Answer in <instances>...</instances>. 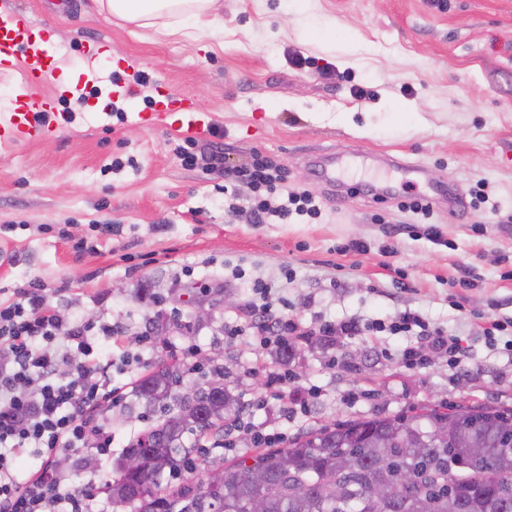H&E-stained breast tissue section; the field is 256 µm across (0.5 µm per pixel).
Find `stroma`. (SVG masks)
<instances>
[{"label":"stroma","instance_id":"1","mask_svg":"<svg viewBox=\"0 0 512 512\" xmlns=\"http://www.w3.org/2000/svg\"><path fill=\"white\" fill-rule=\"evenodd\" d=\"M11 2L53 32L82 95L63 104L56 133L0 146V301L37 281L66 322L105 320L154 343L149 359L133 345L103 350L124 397L110 413L108 455L67 452L71 485L114 476L123 449L157 419L137 385L188 346L223 366L240 405L228 463L256 451L259 431L292 439L434 407H512V354L483 335L484 315L512 319V0H314L307 16L290 0H219L192 38L106 19L96 0ZM92 39L123 63L85 58L80 45ZM296 50L305 69L290 61ZM139 72L149 86L119 94ZM160 91L194 96L210 129L140 124ZM187 144L192 167L177 154ZM330 150L348 157L340 187L310 164ZM216 151L225 167L256 152L276 158L290 188L320 201L319 215L256 224L247 207L230 210L223 169L208 167ZM385 154L423 173L389 172L398 192L381 199L359 185L373 176L365 160ZM432 184L460 191L465 211L401 208ZM481 189L488 202L476 200ZM432 225L442 243L425 237ZM352 240L367 252H343ZM264 301L305 330L351 316L389 325L410 309L456 336L465 358L408 369L398 355L409 337L384 331L298 339L284 362L247 328ZM199 304L209 319L193 318ZM260 356L294 374L282 396L255 368ZM262 394L267 406L252 409Z\"/></svg>","mask_w":512,"mask_h":512}]
</instances>
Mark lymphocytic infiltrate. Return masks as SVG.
Instances as JSON below:
<instances>
[{"label": "lymphocytic infiltrate", "instance_id": "lymphocytic-infiltrate-1", "mask_svg": "<svg viewBox=\"0 0 512 512\" xmlns=\"http://www.w3.org/2000/svg\"><path fill=\"white\" fill-rule=\"evenodd\" d=\"M228 173L246 188L255 223L319 212L312 195L285 191L282 168L268 157L254 155L251 163ZM251 325L265 345H287L298 329L265 304L256 307ZM392 329L415 333L450 364L462 361L459 340L419 313L404 312ZM124 334V328L109 323L62 322L39 284L20 289L18 301L0 302V512H90L92 496L64 485L54 463L62 450L86 447L92 438L99 453L110 448L107 427L94 413L104 403L118 402L120 394L95 356V338L117 341ZM62 363L68 367L64 377L58 371ZM20 449L36 460L21 482L13 474Z\"/></svg>", "mask_w": 512, "mask_h": 512}]
</instances>
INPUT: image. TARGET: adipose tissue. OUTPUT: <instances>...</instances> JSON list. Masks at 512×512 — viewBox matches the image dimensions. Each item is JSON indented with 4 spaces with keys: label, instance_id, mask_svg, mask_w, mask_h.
<instances>
[{
    "label": "adipose tissue",
    "instance_id": "adipose-tissue-1",
    "mask_svg": "<svg viewBox=\"0 0 512 512\" xmlns=\"http://www.w3.org/2000/svg\"><path fill=\"white\" fill-rule=\"evenodd\" d=\"M217 0H98L101 11L144 28L191 31Z\"/></svg>",
    "mask_w": 512,
    "mask_h": 512
}]
</instances>
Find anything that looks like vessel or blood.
Masks as SVG:
<instances>
[{
  "label": "vessel or blood",
  "instance_id": "vessel-or-blood-1",
  "mask_svg": "<svg viewBox=\"0 0 512 512\" xmlns=\"http://www.w3.org/2000/svg\"><path fill=\"white\" fill-rule=\"evenodd\" d=\"M59 64L56 51L49 44L42 26L23 12L0 11V73L21 71L24 83L7 115L0 117V145L34 143L51 133L53 102L37 96L34 88ZM189 115L194 129L204 128L195 101L184 95L169 97L166 107L149 114V126L165 125L169 108Z\"/></svg>",
  "mask_w": 512,
  "mask_h": 512
}]
</instances>
